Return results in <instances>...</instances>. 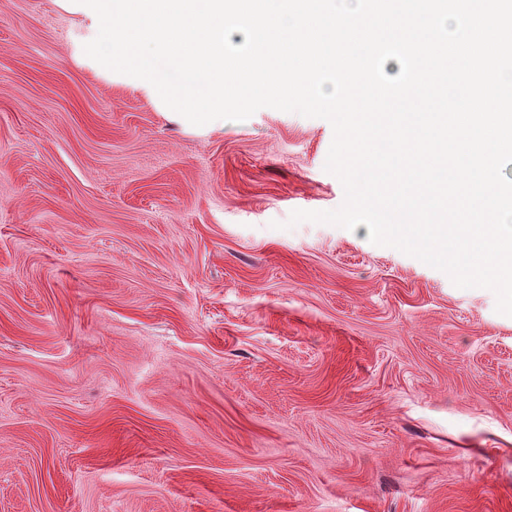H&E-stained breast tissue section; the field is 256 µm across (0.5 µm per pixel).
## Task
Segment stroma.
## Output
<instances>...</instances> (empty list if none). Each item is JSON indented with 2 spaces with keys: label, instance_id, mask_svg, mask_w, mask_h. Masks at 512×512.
I'll return each instance as SVG.
<instances>
[{
  "label": "stroma",
  "instance_id": "obj_1",
  "mask_svg": "<svg viewBox=\"0 0 512 512\" xmlns=\"http://www.w3.org/2000/svg\"><path fill=\"white\" fill-rule=\"evenodd\" d=\"M0 0V512H512V317L341 206L320 118L196 126Z\"/></svg>",
  "mask_w": 512,
  "mask_h": 512
}]
</instances>
